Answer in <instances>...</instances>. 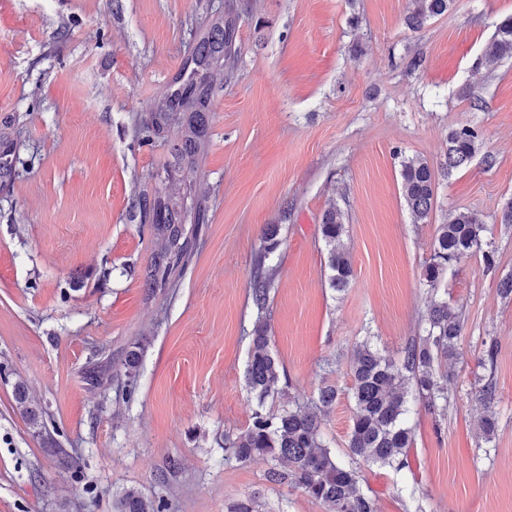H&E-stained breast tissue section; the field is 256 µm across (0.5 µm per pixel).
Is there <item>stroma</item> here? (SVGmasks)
<instances>
[{
    "label": "stroma",
    "mask_w": 512,
    "mask_h": 512,
    "mask_svg": "<svg viewBox=\"0 0 512 512\" xmlns=\"http://www.w3.org/2000/svg\"><path fill=\"white\" fill-rule=\"evenodd\" d=\"M215 0H0V117L20 115L25 171L0 195V512H112L135 487L168 512H325L301 490L267 481L266 460L224 461V435L256 407L246 377L257 319V262L273 275L267 319L284 374L264 409L323 382L340 391L325 419L345 455L351 426L349 361L363 336L396 354L419 334L430 292L423 268L449 213L475 211L498 267L461 264L443 282L464 318L441 416L414 403L409 470L363 466L360 488L378 512H405L398 486L426 512H512V58L477 67L512 0H455L420 30L409 0H261L240 21V59L213 103L207 222L187 268L150 298L143 279L148 225L129 217L134 189L155 191L166 146H139L133 116L177 68L191 29ZM472 87L486 106L462 98ZM483 129L495 157L475 156L440 180L429 218L414 223L401 162L439 167L451 128ZM339 206L354 269L328 285L324 212ZM279 245L261 259L267 225ZM494 341L498 431L484 443L472 397L485 341ZM141 347L135 390L124 359ZM107 363L91 388L86 370ZM23 382L43 416L36 433L15 406ZM76 454L62 469L58 449ZM181 469L168 484L169 459Z\"/></svg>",
    "instance_id": "obj_1"
}]
</instances>
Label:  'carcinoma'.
<instances>
[{"label":"carcinoma","instance_id":"obj_1","mask_svg":"<svg viewBox=\"0 0 512 512\" xmlns=\"http://www.w3.org/2000/svg\"><path fill=\"white\" fill-rule=\"evenodd\" d=\"M453 0H410L405 23L421 29L429 20L445 14ZM242 8L237 0H224L211 10L208 24L191 34L189 49L181 58L164 89L155 95L148 110L135 115L137 142L160 143L171 149L174 164L149 174L164 184L152 193L134 192L130 210L140 224L150 226L155 249L146 269L144 288L155 296L172 283V274L188 265L200 225L206 223L210 187L194 177L195 168L209 148V114L217 94L224 90V77L233 72L240 55L239 28ZM512 58V15L496 26L492 40L477 65ZM16 118H0V189L7 190L20 177L25 161L17 150ZM485 147L483 132L462 126L448 132L443 174L467 168ZM402 195L413 221H425L434 207L436 174L427 161L409 158L401 162ZM486 225L472 211L449 214L438 225L433 252L423 270V280L433 292L454 266L475 255L486 270L496 268L495 251L484 240ZM327 248L329 285L337 292L349 288L354 269L344 246L345 215L339 207L327 210L320 224ZM278 225L264 232V252L257 263L252 289L258 310L247 360V381L257 406L248 426L224 436V462L246 464L256 458L270 462L266 479L291 485L322 504L326 512H377L375 500L359 488L360 465H378L400 474L409 467L414 439L408 416L410 402L422 401L434 412L448 409V366L458 354L463 321L446 299H434L424 316V335L407 344L397 359L388 358L370 340L357 343L350 364L352 416L347 441L348 460L341 459L326 444L323 416L336 404L339 391L332 385L319 388L316 396L293 400L277 414H266L265 399L275 395L281 370L271 349V336L263 316L273 279L265 260L278 247ZM141 357L140 349L126 354L125 390L132 392ZM474 398L486 414L477 422L481 438H495L497 420L493 408L497 386L489 375L474 388ZM16 408L35 429H42L41 412L31 404L22 382L14 386ZM167 504L125 489L112 505L114 512H165Z\"/></svg>","mask_w":512,"mask_h":512}]
</instances>
